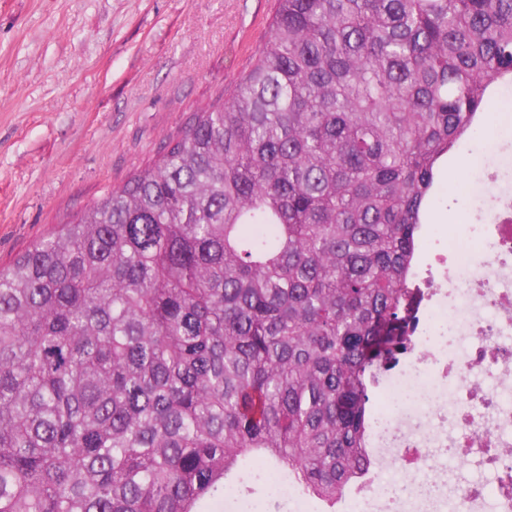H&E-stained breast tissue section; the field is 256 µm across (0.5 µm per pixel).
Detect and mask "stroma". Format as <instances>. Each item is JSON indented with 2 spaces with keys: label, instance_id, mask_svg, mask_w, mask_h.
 Returning a JSON list of instances; mask_svg holds the SVG:
<instances>
[{
  "label": "stroma",
  "instance_id": "35a3bbf8",
  "mask_svg": "<svg viewBox=\"0 0 512 512\" xmlns=\"http://www.w3.org/2000/svg\"><path fill=\"white\" fill-rule=\"evenodd\" d=\"M276 0H0V265L154 160L198 107L254 62ZM512 140V91L492 101L467 167L441 179L470 211L466 174Z\"/></svg>",
  "mask_w": 512,
  "mask_h": 512
}]
</instances>
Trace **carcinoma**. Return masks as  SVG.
Wrapping results in <instances>:
<instances>
[{"label": "carcinoma", "mask_w": 512, "mask_h": 512, "mask_svg": "<svg viewBox=\"0 0 512 512\" xmlns=\"http://www.w3.org/2000/svg\"><path fill=\"white\" fill-rule=\"evenodd\" d=\"M508 86L512 0H278L230 93L0 266V512H202L256 462L336 512Z\"/></svg>", "instance_id": "1"}]
</instances>
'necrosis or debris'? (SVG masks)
<instances>
[{
	"instance_id": "1",
	"label": "necrosis or debris",
	"mask_w": 512,
	"mask_h": 512,
	"mask_svg": "<svg viewBox=\"0 0 512 512\" xmlns=\"http://www.w3.org/2000/svg\"><path fill=\"white\" fill-rule=\"evenodd\" d=\"M480 172L467 188L481 223L417 272L413 349L382 368L368 446L372 466L351 512H512V193ZM498 475L450 483L441 456Z\"/></svg>"
}]
</instances>
